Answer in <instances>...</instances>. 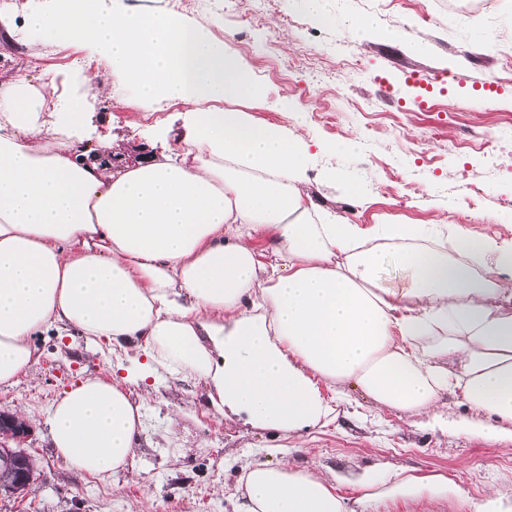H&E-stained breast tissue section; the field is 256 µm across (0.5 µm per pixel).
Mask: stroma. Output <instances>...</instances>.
<instances>
[{"mask_svg":"<svg viewBox=\"0 0 512 512\" xmlns=\"http://www.w3.org/2000/svg\"><path fill=\"white\" fill-rule=\"evenodd\" d=\"M37 0H20L0 25V78L27 74L38 83L51 70L53 96L71 98L95 77L102 94L87 97L90 140L111 136L127 159L158 154L174 144L188 121L184 106L133 108L125 84L106 61L73 41L54 44L26 31L24 17ZM421 0H345L330 23L312 21L302 0H280L263 25L241 31L222 17V0H189L192 22L221 15L213 35L242 63L263 96L239 102L262 124L297 129L311 143L308 192L349 223L456 224L473 235L512 242V150L497 135L512 128V0H484L476 15L437 9L422 21ZM370 13L377 34L360 38L353 18ZM395 31L392 39L384 31ZM333 114L332 123L322 120ZM369 143L367 151L328 153L324 143ZM334 169L335 178L322 173ZM473 182L481 195L462 187ZM364 185L356 198L348 187ZM38 365L18 382L0 385V409L31 417L22 446L36 468L34 489L0 499V512H234L242 466L252 460L288 462L323 472L410 469L441 473L462 498L386 499L371 512H471L490 487L512 492V441L481 433L489 418L460 396L446 400L439 419L375 410L359 388L321 383L337 419L288 440L237 418L214 415L203 383L164 375L132 395L145 400V429L128 468L113 476L64 472L53 454L45 416L71 384L88 376L111 378L115 358L106 343L78 331L47 327L35 336ZM184 456H176V449Z\"/></svg>","mask_w":512,"mask_h":512,"instance_id":"35a3bbf8","label":"stroma"}]
</instances>
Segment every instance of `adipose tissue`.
Wrapping results in <instances>:
<instances>
[{"label":"adipose tissue","instance_id":"obj_1","mask_svg":"<svg viewBox=\"0 0 512 512\" xmlns=\"http://www.w3.org/2000/svg\"><path fill=\"white\" fill-rule=\"evenodd\" d=\"M25 26L85 43L135 105L190 114L175 148L131 163L111 137L86 147L83 106L51 98V74L39 88L0 83V385L38 364L32 338L50 325L126 354L111 380L85 378L50 407L64 471L124 470L144 426L129 385L165 374L202 381L215 413L288 438L335 418L325 381L433 417L458 392L491 417L487 439H512V314L495 306L512 287L494 276L512 270V244L459 228L437 238L426 224L364 228L319 207L305 190L307 141L234 109L258 89L206 24L49 0ZM391 264L408 287L386 285ZM459 494L440 473L329 480L255 461L235 498L236 512H369L384 498Z\"/></svg>","mask_w":512,"mask_h":512}]
</instances>
